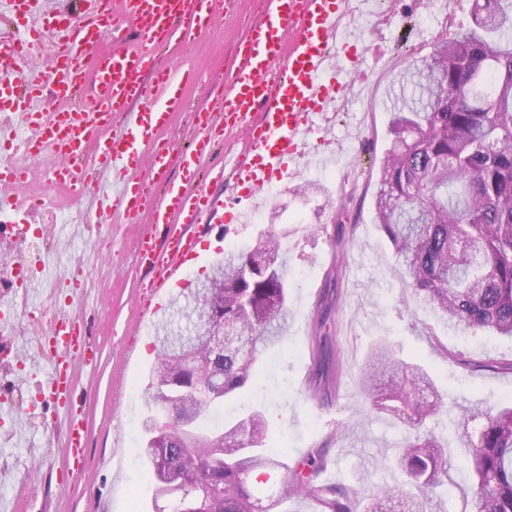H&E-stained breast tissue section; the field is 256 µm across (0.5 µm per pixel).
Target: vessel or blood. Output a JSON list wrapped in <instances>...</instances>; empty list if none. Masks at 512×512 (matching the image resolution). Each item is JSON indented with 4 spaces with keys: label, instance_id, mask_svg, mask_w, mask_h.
I'll list each match as a JSON object with an SVG mask.
<instances>
[{
    "label": "vessel or blood",
    "instance_id": "vessel-or-blood-1",
    "mask_svg": "<svg viewBox=\"0 0 512 512\" xmlns=\"http://www.w3.org/2000/svg\"><path fill=\"white\" fill-rule=\"evenodd\" d=\"M347 0H267L264 14L239 43L225 87L210 103L189 108L194 69L155 67L172 42L193 44L208 33L218 12L237 14L239 0H0V140L21 143L23 157L52 155L50 180L82 203L98 223L121 217L136 223L150 212L136 258L149 274L140 314L185 287L183 270L204 247L198 232L224 221L212 184L223 182L214 162L225 132L243 128L246 144L234 168L249 196L266 194L272 180H286L290 164L325 161L310 139L315 117L327 111L330 88L344 69L332 49ZM23 25H14L16 15ZM111 40L110 55L94 51ZM45 51L50 66L32 68V50ZM190 111L194 136L174 149L162 139L175 115ZM181 175L168 178L172 152ZM28 179L19 165L0 168V212L15 210L17 189ZM50 331L68 333L46 352L41 386L65 430L67 458L82 465L89 430L72 385L75 365L95 366L94 347L80 321L57 313Z\"/></svg>",
    "mask_w": 512,
    "mask_h": 512
}]
</instances>
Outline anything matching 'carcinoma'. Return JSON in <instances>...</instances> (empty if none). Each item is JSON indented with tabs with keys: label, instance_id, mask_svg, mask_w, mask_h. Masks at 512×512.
Segmentation results:
<instances>
[{
	"label": "carcinoma",
	"instance_id": "cac0c4a2",
	"mask_svg": "<svg viewBox=\"0 0 512 512\" xmlns=\"http://www.w3.org/2000/svg\"><path fill=\"white\" fill-rule=\"evenodd\" d=\"M474 2L473 26L410 64L418 98L393 113L373 204L404 280L438 320L467 334L512 338V0ZM287 272V253L265 232L212 266L211 279H224L222 316L246 341L237 352L212 357L195 335L204 301L197 288L173 302L185 329L168 319L158 324L140 448L150 479L157 459L149 447L159 435L175 443L173 461L195 486L198 512H279L289 495L306 492L324 512H395L390 503L398 496L401 512H425L448 479V440L421 427L443 403L429 374L384 341L360 369V390L368 413L408 429L399 484L373 494L319 484L325 458L312 448L287 484L267 490L261 477L284 463L271 450L265 414L213 424L227 397L256 382L261 353L288 332ZM325 325L322 316L311 337L310 394L329 401L343 364ZM173 393L192 401L191 413L174 421ZM456 439L471 480V509L463 512H512V401L468 410Z\"/></svg>",
	"mask_w": 512,
	"mask_h": 512
}]
</instances>
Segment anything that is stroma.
Listing matches in <instances>:
<instances>
[{
  "instance_id": "1",
  "label": "stroma",
  "mask_w": 512,
  "mask_h": 512,
  "mask_svg": "<svg viewBox=\"0 0 512 512\" xmlns=\"http://www.w3.org/2000/svg\"><path fill=\"white\" fill-rule=\"evenodd\" d=\"M263 8L262 0H243V14L220 18L214 31L193 47H170L161 53L163 66L194 67L202 76L189 88L191 102L206 101L209 88L223 85L242 36L246 17ZM473 22L472 0H365L362 12L347 24L338 42L339 64L359 59L360 66L336 96L332 111L314 129L327 137L334 162L305 168L301 184L318 183L323 193L303 197L274 183L267 199L248 200L260 218L248 224H214L203 235L210 248L188 264V279L204 278L217 261L218 250H244L263 231L273 232L288 251V333L259 358L263 378L256 388L227 399L223 412L238 415L263 407L273 437L285 438L283 459L312 448L324 451L327 467L338 482L364 490L396 484V451L404 434L384 416L366 415L359 395V371L369 346L389 341L403 359L431 374L450 408L426 427L447 434L463 409L512 399V339L482 333L476 336L446 328L406 288L390 244L375 222L372 191L389 146L386 131L391 114L410 86L403 73L410 61L429 54L438 34L450 35ZM340 224L354 225V242L342 263H335L334 238ZM149 226L112 221L111 233L75 217L57 225L44 251L59 250V281L81 280L82 296L70 311L80 315L97 347L95 370L77 371L74 386L85 394L83 413L90 442L81 470H74L62 451L64 430L49 415L28 418L24 440L12 436L11 420H0V501L21 502V512H151L152 485L140 470L133 447L147 414L145 389L154 361L156 328L138 311L145 270L135 263L138 235ZM337 269L341 296L334 316L335 336L346 362L339 394L324 405L307 392L308 343L326 274ZM447 346L431 348L429 336ZM497 362V369L472 371L459 357ZM44 366L23 374L0 371V408H18L35 390ZM448 483L432 505L433 512H464L469 488L463 481L464 451L448 442Z\"/></svg>"
}]
</instances>
